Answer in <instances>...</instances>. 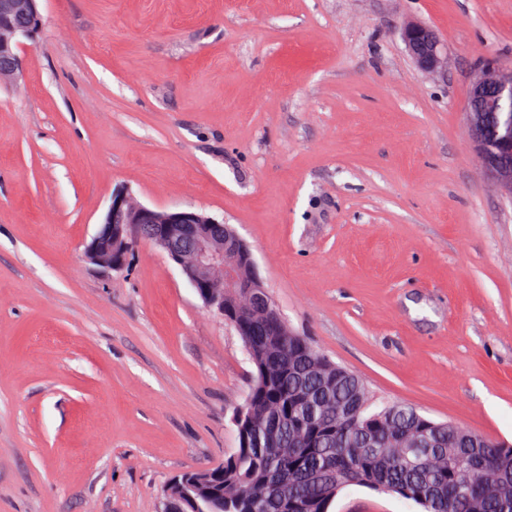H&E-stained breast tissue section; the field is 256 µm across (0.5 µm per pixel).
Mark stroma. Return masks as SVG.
<instances>
[{
  "instance_id": "stroma-1",
  "label": "stroma",
  "mask_w": 512,
  "mask_h": 512,
  "mask_svg": "<svg viewBox=\"0 0 512 512\" xmlns=\"http://www.w3.org/2000/svg\"><path fill=\"white\" fill-rule=\"evenodd\" d=\"M0 87V512H162L223 463L254 367L157 246L86 247L127 190L233 225L288 324L381 402L512 444V197L464 105L512 0H39ZM418 21L447 47L419 70ZM330 512H421L353 486ZM402 40L421 70L435 72L442 69L446 47L431 28L418 22H409L402 31Z\"/></svg>"
}]
</instances>
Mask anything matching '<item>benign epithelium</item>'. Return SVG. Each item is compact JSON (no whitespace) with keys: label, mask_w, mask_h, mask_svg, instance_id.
I'll return each mask as SVG.
<instances>
[{"label":"benign epithelium","mask_w":512,"mask_h":512,"mask_svg":"<svg viewBox=\"0 0 512 512\" xmlns=\"http://www.w3.org/2000/svg\"><path fill=\"white\" fill-rule=\"evenodd\" d=\"M41 28L37 0H0V85L21 78L20 51L25 42L35 41ZM402 40L421 70L442 69L446 47L431 28L409 22ZM510 99L512 71L483 65L473 79L465 111L477 159L490 179L512 196V117L497 116ZM140 242L165 251L214 315L224 317L226 290L269 308L270 296L260 278H244L239 272V259L247 246L231 225L191 209H151L129 193L117 191L87 246L86 257L96 265L119 269Z\"/></svg>","instance_id":"benign-epithelium-1"}]
</instances>
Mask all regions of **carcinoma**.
Here are the masks:
<instances>
[{"instance_id":"obj_1","label":"carcinoma","mask_w":512,"mask_h":512,"mask_svg":"<svg viewBox=\"0 0 512 512\" xmlns=\"http://www.w3.org/2000/svg\"><path fill=\"white\" fill-rule=\"evenodd\" d=\"M224 292V321L256 373L234 425L237 448L185 512H329L351 486L396 495L423 512H512V445L436 422L401 403L380 405L355 375L273 312L242 321ZM423 432L437 448H414Z\"/></svg>"}]
</instances>
